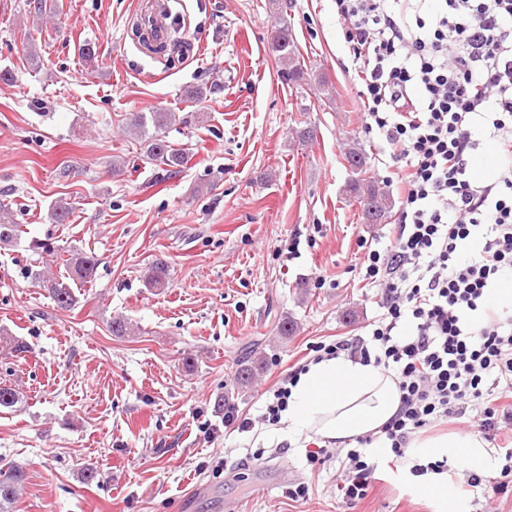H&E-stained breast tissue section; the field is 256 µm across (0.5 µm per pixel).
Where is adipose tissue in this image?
<instances>
[{"label": "adipose tissue", "instance_id": "1", "mask_svg": "<svg viewBox=\"0 0 512 512\" xmlns=\"http://www.w3.org/2000/svg\"><path fill=\"white\" fill-rule=\"evenodd\" d=\"M400 392L390 372L343 353L310 362L289 387L288 404L279 422L291 443L312 439L343 442L379 434L400 408ZM402 461L413 496L424 499L431 512H461L448 493L445 475L414 474L415 466L440 458L461 462L463 469L480 472L489 463L484 442L471 431L410 437Z\"/></svg>", "mask_w": 512, "mask_h": 512}]
</instances>
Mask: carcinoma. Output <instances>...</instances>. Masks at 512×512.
I'll return each mask as SVG.
<instances>
[{
	"instance_id": "1",
	"label": "carcinoma",
	"mask_w": 512,
	"mask_h": 512,
	"mask_svg": "<svg viewBox=\"0 0 512 512\" xmlns=\"http://www.w3.org/2000/svg\"><path fill=\"white\" fill-rule=\"evenodd\" d=\"M271 48L281 65L282 77L292 83L311 80V74L304 70L301 64V54L295 45L287 23H282L271 41ZM176 122L173 112H143L131 113L129 125L136 135H144V157L151 163L163 165L168 172L177 173L187 163L188 154L182 148H175L167 140L166 131ZM153 127L154 133L147 132V127ZM345 160L357 173H362L366 157L360 144H353L346 153ZM347 193L363 204V219L366 224H381L388 217L393 206L389 194L381 187L364 179L356 178L347 184ZM23 233L22 225L14 224L6 218H0V245L10 246L20 239ZM66 266L72 276L81 282H88L94 275L96 261L92 257L74 255ZM167 264L157 261L150 268L149 284L155 288H163L167 284ZM34 278L43 282L56 307L69 311L75 305L76 296L70 285L64 281L45 278L34 274ZM265 362L258 359L251 364L239 365L237 379L240 386L248 385L251 380L264 370ZM21 394L7 384H0V408L14 409L22 404ZM25 481L24 470L11 465L0 468V512H13V504L19 486Z\"/></svg>"
}]
</instances>
